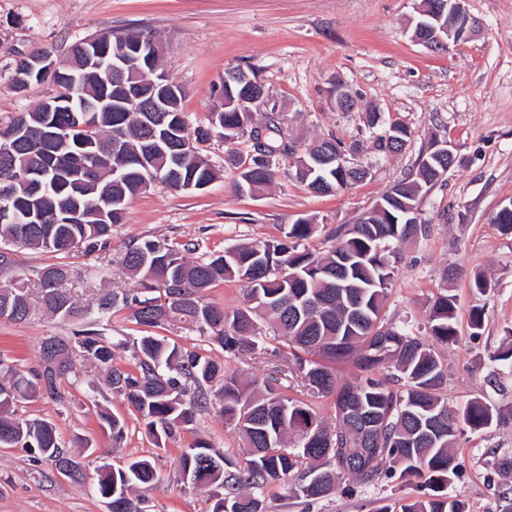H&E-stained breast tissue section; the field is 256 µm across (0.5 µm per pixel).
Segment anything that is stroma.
I'll list each match as a JSON object with an SVG mask.
<instances>
[{"label":"stroma","instance_id":"stroma-1","mask_svg":"<svg viewBox=\"0 0 512 512\" xmlns=\"http://www.w3.org/2000/svg\"><path fill=\"white\" fill-rule=\"evenodd\" d=\"M419 2L0 0V124L58 91L46 82L17 93L9 75L19 56L47 50L63 58L76 40L103 31H146L160 40L164 67L184 90L189 127L206 124L221 103L225 68L239 67L253 72L265 90L256 124L275 114L286 140L303 148L331 136L361 145L353 159L369 175L349 190L317 196L281 174L262 195L249 197L235 191L238 172L224 163L223 139L199 143L219 179L201 191L155 185L130 201L127 221L113 226L107 250L93 252L82 243L72 248L65 286L83 308L96 306L108 293L138 291L137 279L119 259L145 238L192 244L194 260L240 243L277 238L281 226L309 219L318 229L304 246L325 253L329 234L356 223L414 170L422 151L436 142L447 145L456 165L422 200L428 230L400 249L386 319L424 334L430 299L443 287L457 297L459 322H466L473 305L482 306L481 336L439 349L447 373L442 394L450 409L480 397L509 419L462 443L457 453L463 469L448 493L462 496L470 512H501L512 498V475H498L489 461L512 457V370L499 368L491 357L512 327V233L492 224L489 216L512 200V0H468L478 28L466 40L448 37L432 48L412 36ZM338 87L353 100L349 111L336 106ZM372 112L380 115L373 127L367 123ZM395 120L412 137L401 153L388 155L378 142ZM477 271L493 286L482 298L470 290ZM28 292L32 314L27 321L0 318V364L31 379L41 370L44 338L74 335L85 324L46 312L36 283H29ZM94 329L117 343V365L130 366L138 327L128 311L113 313ZM164 334L184 350L223 361L255 388H263L269 374L281 368L287 395L301 391L283 339L265 338L266 354L229 357L210 333L179 313L171 315ZM58 390L59 398L40 392L19 402L15 411L51 422L65 447L91 442L81 459L86 479L62 475L54 461L29 449L0 448V512H108L91 477L100 461L118 467L137 456L149 458L160 474L158 481L135 489L146 512H211L213 488L192 489L182 481L183 448L203 440L224 459L241 460L239 437L224 421L218 386L208 387L207 403L193 422L159 440L113 392L106 372L86 360H76L74 375L59 381ZM102 407L125 418L121 442L101 430L97 411ZM415 493V486L396 478L366 485L348 480L310 504L275 485L267 487L265 505L267 512H376Z\"/></svg>","mask_w":512,"mask_h":512}]
</instances>
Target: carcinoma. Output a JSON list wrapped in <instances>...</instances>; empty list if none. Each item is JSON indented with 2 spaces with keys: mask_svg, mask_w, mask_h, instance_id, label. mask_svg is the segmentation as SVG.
Masks as SVG:
<instances>
[{
  "mask_svg": "<svg viewBox=\"0 0 512 512\" xmlns=\"http://www.w3.org/2000/svg\"><path fill=\"white\" fill-rule=\"evenodd\" d=\"M155 40L141 32L104 33L95 38L103 50L113 44L134 45ZM79 51L71 54V76L56 80L59 87L52 108L41 103L19 113L0 128V191L24 196L26 189L13 181L14 168L23 164L43 168L37 149L44 131L58 134L55 155L43 184L51 199L42 224L0 218V244L15 249H41L66 256L72 246L87 242L106 249L112 226L124 223L128 204L143 193L140 184L160 182L179 191L189 183L212 182L216 172L197 149H178L179 137L188 143L207 140L206 130L223 134L224 162L239 171L236 192L257 195L277 174L292 175L314 193L327 195L357 184L354 170L336 164L321 165L327 151L352 153L358 145L342 146L334 138L304 150L282 138L274 115L258 126L253 109L260 105L250 83L236 77L223 82V102L210 113L208 125L187 134L181 103L183 90L171 100L168 112H143L140 103L124 96L113 81H100L95 73L81 71ZM112 100V111L99 114L98 138L87 146L71 135L72 111L90 98ZM22 127L21 152L8 139ZM152 135L166 141L163 152L149 166L139 159L142 140ZM409 139L408 129L396 122L379 148L398 153ZM250 150H239L240 141ZM440 168L435 150L418 158L415 174L397 183L395 195L420 206L437 181ZM112 196V213L101 218L94 202ZM76 201L83 203L81 224H56L53 210ZM385 209H371L356 223L336 229L332 249L324 255L299 249L318 225L309 220L288 225L282 237L242 243L208 255L202 261L186 257L187 248L159 239H144L126 250L119 265L140 278L145 290L114 293L99 299L95 309L79 307L63 287L66 264L43 267L48 276L38 278L41 302L50 313L64 319L92 323L128 309L142 334L133 339L135 369L115 365L117 345L100 333L83 332L72 339L52 336L42 342L39 374L44 388L60 396L58 381L74 372L77 354L107 369L113 392L143 419L153 435L171 434L194 420L202 407L203 387L220 383L224 421L234 426L241 447L251 449L242 459L243 469H224L208 443L197 440L182 451L181 471H189L197 484L213 486L212 512H266L262 495L267 485L288 484L289 491L308 502L333 493L346 479L372 483L399 477L407 482L425 478L418 494L376 512H469L465 500L447 493L448 484L461 468L456 452L460 438L485 431L502 422L497 408L480 398L458 413L448 408L441 390L446 384L436 346H451L460 338L457 297L443 288L431 300L427 331L423 336L406 325L385 319V307L395 276L402 244L426 231L423 224L406 223L402 205L379 199ZM224 280L243 286L244 303L232 312L205 301L206 292ZM164 289L167 299L146 293ZM10 307L8 319L21 323L32 306L29 294L11 284H0V309ZM190 316L200 327L236 356L253 351L263 342V329L288 340L295 350L301 379L317 396L332 398L335 420L329 425L301 399L282 394L279 378L270 376L257 391L223 364L196 352L180 349L156 329L164 326L168 311ZM346 363L354 377L341 381L335 365ZM36 392V385L13 369L0 378V447L17 446L57 463L80 465V452L62 447L53 425L45 420L16 416L11 408ZM101 428L115 442L123 438L125 421L106 410L98 412ZM288 478H283V475ZM156 478L152 461L132 457L120 468H98L97 495L119 505L118 512H144L142 500L132 498L137 484Z\"/></svg>",
  "mask_w": 512,
  "mask_h": 512,
  "instance_id": "carcinoma-1",
  "label": "carcinoma"
}]
</instances>
